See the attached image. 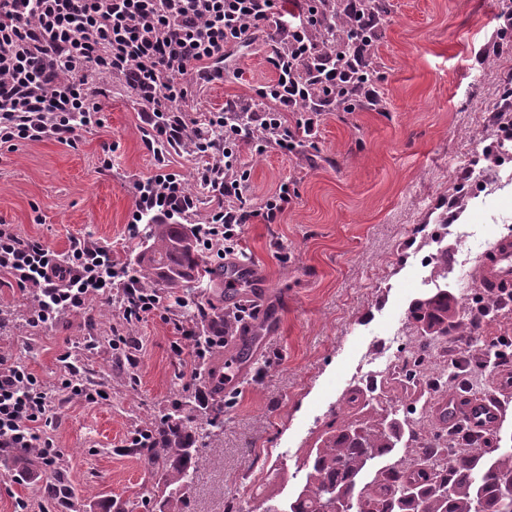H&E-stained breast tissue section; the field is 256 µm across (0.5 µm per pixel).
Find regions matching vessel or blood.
Instances as JSON below:
<instances>
[{
  "label": "vessel or blood",
  "mask_w": 512,
  "mask_h": 512,
  "mask_svg": "<svg viewBox=\"0 0 512 512\" xmlns=\"http://www.w3.org/2000/svg\"><path fill=\"white\" fill-rule=\"evenodd\" d=\"M473 282L486 295L496 297L512 291V237L504 236L481 258L472 272ZM496 394H452L441 396L434 414L441 426L458 422L477 433L500 428L506 417L504 395L512 393V371L497 370L493 376Z\"/></svg>",
  "instance_id": "1"
}]
</instances>
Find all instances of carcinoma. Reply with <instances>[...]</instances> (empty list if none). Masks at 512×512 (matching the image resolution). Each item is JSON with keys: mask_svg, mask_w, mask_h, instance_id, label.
I'll use <instances>...</instances> for the list:
<instances>
[{"mask_svg": "<svg viewBox=\"0 0 512 512\" xmlns=\"http://www.w3.org/2000/svg\"><path fill=\"white\" fill-rule=\"evenodd\" d=\"M139 288H166L174 296L204 287L211 295L199 296L208 310L191 311L197 335L204 339L224 329V267L207 265L189 224H145L142 246L132 266ZM408 319L420 325L425 339L445 337L463 326L457 298L446 288L414 300ZM344 407L359 415L348 425L332 414L325 423L301 490L288 512H512V448L503 449L498 435L478 440L463 449L453 466L440 449L416 448L420 420L400 410H378L359 389L342 396ZM223 406L214 398L198 405L195 419L171 416L148 427L155 447L146 452L148 465L164 488L160 512H184L186 495L206 461L196 444L217 441L224 426ZM405 443L412 469L399 459L378 469L366 483L363 477L377 459L393 455Z\"/></svg>", "mask_w": 512, "mask_h": 512, "instance_id": "obj_1", "label": "carcinoma"}]
</instances>
